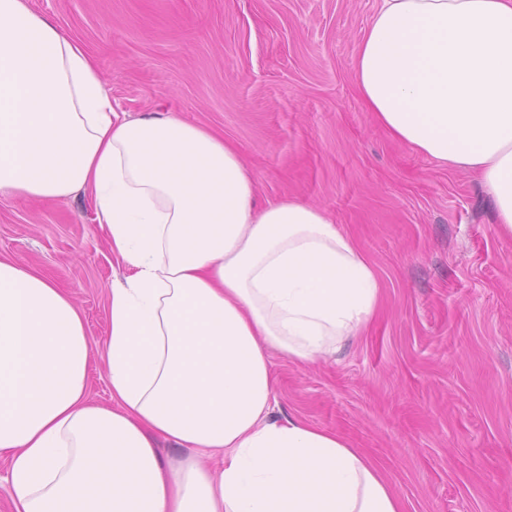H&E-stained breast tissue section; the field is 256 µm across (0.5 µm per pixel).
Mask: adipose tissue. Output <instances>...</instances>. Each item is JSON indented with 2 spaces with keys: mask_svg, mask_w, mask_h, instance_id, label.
<instances>
[{
  "mask_svg": "<svg viewBox=\"0 0 512 512\" xmlns=\"http://www.w3.org/2000/svg\"><path fill=\"white\" fill-rule=\"evenodd\" d=\"M354 74L393 140L478 178L511 241L512 0H379ZM81 191L123 270L108 296L112 404L90 397L70 292L0 258L12 512H403L366 453L274 412L270 352L327 361L379 306L352 236L322 207L258 204L222 135L120 114L78 40L28 0H0V196Z\"/></svg>",
  "mask_w": 512,
  "mask_h": 512,
  "instance_id": "ef3b65f1",
  "label": "adipose tissue"
}]
</instances>
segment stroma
Masks as SVG:
<instances>
[{
    "label": "stroma",
    "instance_id": "35a3bbf8",
    "mask_svg": "<svg viewBox=\"0 0 512 512\" xmlns=\"http://www.w3.org/2000/svg\"><path fill=\"white\" fill-rule=\"evenodd\" d=\"M100 61L130 117L223 133L261 202L325 208L381 306L334 360L279 353L277 412L367 453L405 512H512V241L477 178L394 142L354 83L376 0H30ZM0 256L69 290L102 351L114 261L91 201L0 197Z\"/></svg>",
    "mask_w": 512,
    "mask_h": 512
}]
</instances>
